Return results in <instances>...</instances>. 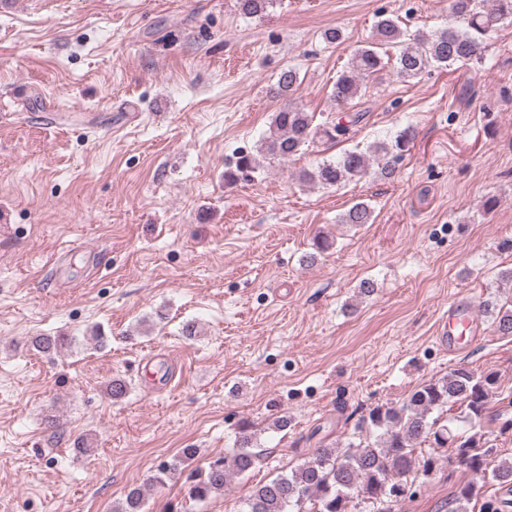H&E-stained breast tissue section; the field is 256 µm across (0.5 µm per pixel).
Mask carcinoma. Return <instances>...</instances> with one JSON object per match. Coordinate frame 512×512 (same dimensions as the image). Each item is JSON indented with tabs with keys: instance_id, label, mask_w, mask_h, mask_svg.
<instances>
[{
	"instance_id": "cac0c4a2",
	"label": "carcinoma",
	"mask_w": 512,
	"mask_h": 512,
	"mask_svg": "<svg viewBox=\"0 0 512 512\" xmlns=\"http://www.w3.org/2000/svg\"><path fill=\"white\" fill-rule=\"evenodd\" d=\"M453 21L432 33L407 36L395 17L378 16L374 25V41L355 50L350 62L332 86L331 98L337 107L351 104L361 95L364 80L385 68L382 47L397 52L391 67L403 80L421 76L430 68H449L455 64L479 63L484 59L486 41L498 25L512 21V0H452ZM301 86L300 73L289 66L280 71L269 94L284 101L274 112L268 136L259 152L270 160H286L307 148L315 140L334 143L349 134L352 126L364 119L355 113L348 123L339 121L315 123V113L306 112L295 103ZM413 129L408 126L390 140L372 146V155L357 150L346 151L334 161H324L314 169L300 174V180L323 187L340 186L362 179L369 170L371 156L395 162L409 150ZM256 158L241 154L234 170L224 173L231 180L238 173L256 169ZM372 210L359 202L342 213L339 224H369ZM500 283L509 286L505 300L488 299L483 312L492 319L496 331L512 336V268L500 274ZM66 336H38L35 347L51 353L65 344ZM497 383L494 372L478 374L459 366L448 375L429 382L413 392L401 404H381L372 408L357 426L354 441L345 450L318 448L290 472L258 484L245 500L242 512H350L349 504L355 498L368 499L381 506V512H392V504L406 493L404 478L422 475L429 478L452 464L457 457H465V468L473 478L491 480L498 484L512 483V460L503 458L490 464L492 449L486 447L484 434L473 430L457 434L434 412H443L448 406L459 404L465 409V419L481 421L487 413L489 395ZM255 430L244 422L238 427L235 450L211 462L191 485L190 498L203 501L221 493L232 479L253 471L260 462L253 451ZM429 440L444 449L441 456H421L417 447ZM196 454L194 448H182L172 460L160 468L159 483L166 475L181 470ZM473 495V484L459 486L455 494L454 512H467ZM145 490L132 486L114 512H143Z\"/></svg>"
}]
</instances>
